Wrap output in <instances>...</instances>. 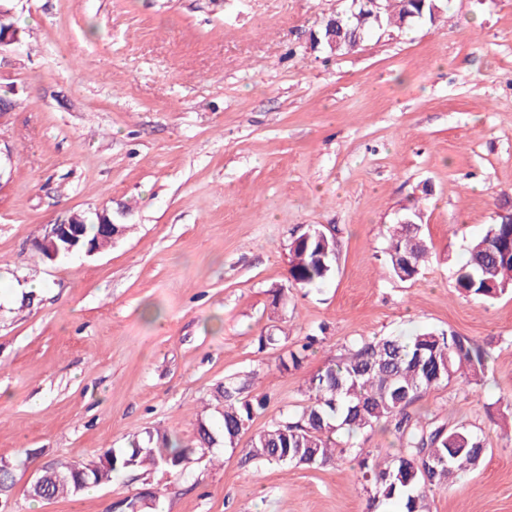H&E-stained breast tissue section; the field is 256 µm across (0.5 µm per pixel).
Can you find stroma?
Listing matches in <instances>:
<instances>
[{"label":"stroma","instance_id":"35a3bbf8","mask_svg":"<svg viewBox=\"0 0 512 512\" xmlns=\"http://www.w3.org/2000/svg\"><path fill=\"white\" fill-rule=\"evenodd\" d=\"M26 37L0 49V460L11 512H368L351 454L312 469L246 461L252 436L301 410L330 359L380 336L448 330L492 354L410 411L481 435L483 463L432 512H512V294L454 287L470 243L512 207V0H445L436 23L336 57L313 34L342 0H13ZM418 205L429 257L402 281L387 229ZM107 211L129 232L92 256L44 259L45 228ZM336 236L318 286H291L288 245ZM45 281L32 293L29 282ZM284 287L280 306L274 287ZM276 336L272 345L260 337ZM318 341L302 366L279 356ZM265 399L235 447L184 471L126 472L35 500L37 468L136 435L195 439L217 384ZM340 444L380 461L376 426Z\"/></svg>","mask_w":512,"mask_h":512}]
</instances>
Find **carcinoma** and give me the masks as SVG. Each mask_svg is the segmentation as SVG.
<instances>
[{
  "instance_id": "obj_1",
  "label": "carcinoma",
  "mask_w": 512,
  "mask_h": 512,
  "mask_svg": "<svg viewBox=\"0 0 512 512\" xmlns=\"http://www.w3.org/2000/svg\"><path fill=\"white\" fill-rule=\"evenodd\" d=\"M381 23L370 18L372 0H358L331 14L317 31L321 48L342 56L375 30L401 29L415 22L434 23L441 0H383ZM21 34L12 21L10 0H0V34ZM83 240L99 242L100 226L84 215ZM309 242L289 243V273L301 286L319 285L332 274L337 260L335 235L324 226L307 229ZM420 230L397 224L389 228L386 264L392 275L404 279L419 273L428 251L420 243ZM457 292L488 301L512 291V225L491 224L469 248V258L455 273ZM314 338L279 357L282 371L298 368ZM490 352L455 332L424 331L411 338L388 336L362 342L330 360L307 381L308 404L297 416H285L253 435L245 460L323 467L336 458L332 435L341 429L353 434L384 423L400 441L397 454L383 463L370 461L363 449H351L362 479L369 485L371 505L380 508L396 502L400 512H430V498L476 470L487 453L485 440L464 427L448 429L416 418L408 408L423 394L454 379L465 384L482 381ZM244 385L216 388L215 412L219 427L197 419L194 444L174 447L160 431L134 437L125 448H103L81 461L57 460L53 474L30 488L34 499L74 497L85 490L112 482L129 470L181 471V463L197 451L217 443L236 444L253 418L254 403L242 397Z\"/></svg>"
}]
</instances>
